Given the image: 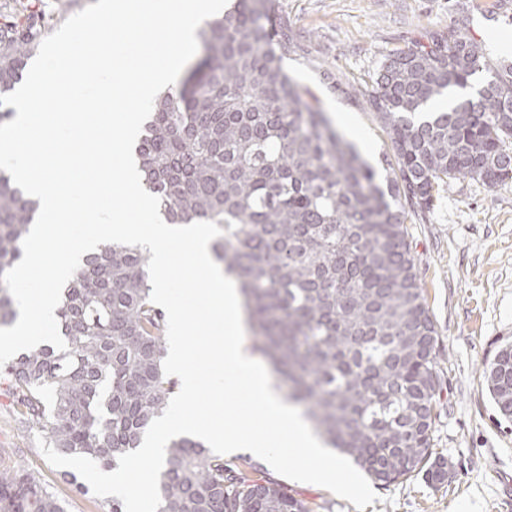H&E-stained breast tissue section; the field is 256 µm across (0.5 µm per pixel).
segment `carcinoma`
<instances>
[{"label":"carcinoma","mask_w":512,"mask_h":512,"mask_svg":"<svg viewBox=\"0 0 512 512\" xmlns=\"http://www.w3.org/2000/svg\"><path fill=\"white\" fill-rule=\"evenodd\" d=\"M268 11L269 0H236L203 23L199 57L156 97L136 141L143 186L166 223L224 230L215 259L240 283L259 349L324 444L383 486L418 475L443 485L448 459L433 451L439 330L406 223L450 180H512V63L492 69L475 95L429 112L488 69L480 44L450 25L382 54L364 94L393 150L383 185L284 70L293 40L286 28L268 34ZM51 21L29 10L0 22V96L20 82ZM37 215V202L0 171V275L22 259ZM148 261L141 247L115 243L83 256L55 311L67 350L41 344L0 368L18 419L61 454L118 466L175 393ZM16 318L0 283V326ZM484 378L511 421L512 345ZM159 490L158 512H314L259 465H229L189 437L166 448ZM0 512L65 508L33 473L14 469L0 470Z\"/></svg>","instance_id":"carcinoma-1"}]
</instances>
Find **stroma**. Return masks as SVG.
I'll use <instances>...</instances> for the list:
<instances>
[{
    "mask_svg": "<svg viewBox=\"0 0 512 512\" xmlns=\"http://www.w3.org/2000/svg\"><path fill=\"white\" fill-rule=\"evenodd\" d=\"M480 0H274L275 23L296 46L288 73L315 98L335 128L374 167L390 142L359 89L381 55L456 21L481 45L489 63L512 61L496 48L512 41V0H481L498 17L479 12ZM418 282L440 332L441 393L434 450L447 457V483L422 477L375 487L364 512H512V421L497 412L483 369L498 348L512 344V181L491 188L452 180L423 217L407 223ZM11 396L0 389V470L34 473L67 512H106L107 499L77 492L63 469L51 466L37 444V425H20Z\"/></svg>",
    "mask_w": 512,
    "mask_h": 512,
    "instance_id": "stroma-1",
    "label": "stroma"
}]
</instances>
